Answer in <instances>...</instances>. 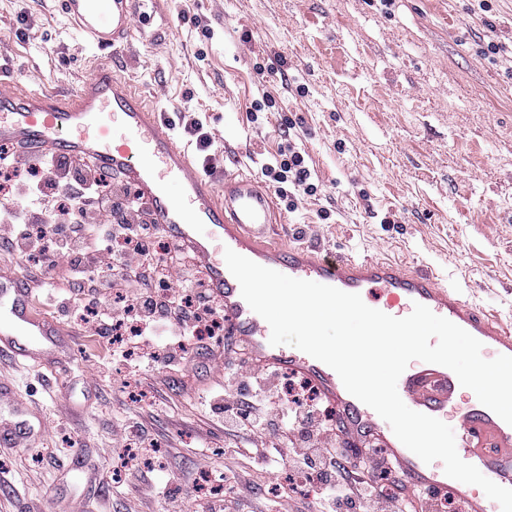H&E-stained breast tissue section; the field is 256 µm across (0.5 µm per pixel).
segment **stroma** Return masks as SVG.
I'll return each instance as SVG.
<instances>
[{
  "instance_id": "stroma-1",
  "label": "stroma",
  "mask_w": 512,
  "mask_h": 512,
  "mask_svg": "<svg viewBox=\"0 0 512 512\" xmlns=\"http://www.w3.org/2000/svg\"><path fill=\"white\" fill-rule=\"evenodd\" d=\"M159 2L151 38L115 56L79 37L61 0H0V73L66 96L107 63L170 119L204 113L218 181L260 178L292 136L314 190L278 199L275 240L427 268L512 321V0ZM72 341L53 371L0 362L16 388L0 423L34 427L24 447L0 446V512H136L131 477L93 487L70 467L111 461L126 374L104 340ZM223 381L209 362L141 376L154 434L179 440L164 462L187 484L224 472L231 437L199 406Z\"/></svg>"
}]
</instances>
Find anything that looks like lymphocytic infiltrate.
<instances>
[{
	"mask_svg": "<svg viewBox=\"0 0 512 512\" xmlns=\"http://www.w3.org/2000/svg\"><path fill=\"white\" fill-rule=\"evenodd\" d=\"M0 251L28 258L15 274L64 269L63 284L43 283L45 305L87 336L104 339L132 373L196 364L214 355L222 337L200 335L199 325L222 317L223 308L200 276L194 255L161 243L139 196L84 160L29 157L0 148ZM261 172L276 183L310 189L311 171L294 142ZM224 385L209 389L203 405L236 440L224 450L229 493L194 498L178 478L157 482L145 463L158 446L144 419L123 411L112 427V446L144 512H258L254 495L266 474L287 466L320 484L316 512H407L399 492L385 487L394 472L384 450L366 448L350 458L335 416L319 392L301 380L284 402L283 376L252 370L245 358L226 362Z\"/></svg>",
	"mask_w": 512,
	"mask_h": 512,
	"instance_id": "f902f5d3",
	"label": "lymphocytic infiltrate"
}]
</instances>
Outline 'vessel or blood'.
<instances>
[{"mask_svg":"<svg viewBox=\"0 0 512 512\" xmlns=\"http://www.w3.org/2000/svg\"><path fill=\"white\" fill-rule=\"evenodd\" d=\"M156 0H63L73 27L101 49L127 42L137 19L150 15ZM0 145L31 154L90 161L134 187L153 223L170 241L191 251L202 277L223 304L224 332L242 344L255 370L297 372L309 379L336 409L344 426L346 452L385 449L407 491L466 500L471 512H501L475 485L448 477L440 463H424L394 435L372 408L352 396L338 374L307 353L269 342L270 327L241 296L225 249L293 278L359 294L366 305L390 316H408L427 306L463 328L483 345L482 355L512 356V324L465 301L458 287L433 272L372 258L320 257L303 245L274 247L266 238L275 222L274 201L249 175L215 181L173 134L164 110L149 106L127 82L100 64L72 98L40 88L23 92L0 79ZM68 331L36 307L29 282L0 270V357L32 368L71 347ZM412 410L449 425L462 460L496 484L512 488V425L482 405L448 368L412 361L398 381Z\"/></svg>","mask_w":512,"mask_h":512,"instance_id":"vessel-or-blood-1","label":"vessel or blood"}]
</instances>
